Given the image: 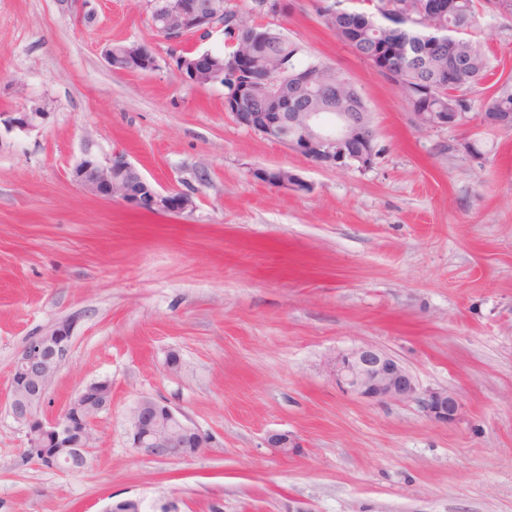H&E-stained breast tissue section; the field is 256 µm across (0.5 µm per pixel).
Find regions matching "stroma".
I'll use <instances>...</instances> for the list:
<instances>
[{
  "mask_svg": "<svg viewBox=\"0 0 512 512\" xmlns=\"http://www.w3.org/2000/svg\"><path fill=\"white\" fill-rule=\"evenodd\" d=\"M479 13L472 40L512 74V13ZM257 20L354 83L382 149L372 168L321 167L237 123L222 86L179 76L145 0H0V512H512V133L418 130L315 0ZM110 43L148 45L157 69L112 71ZM38 105L33 126L13 124ZM465 138L480 159L455 152ZM115 152L193 209H134L75 181L85 154ZM278 168L305 190L255 176ZM64 321L69 357L40 414L112 383L77 471L25 459L8 406L13 361ZM361 346L455 391L459 419L337 386L329 360ZM144 396L208 446L140 457L129 414ZM279 432L300 452L270 448Z\"/></svg>",
  "mask_w": 512,
  "mask_h": 512,
  "instance_id": "1",
  "label": "stroma"
}]
</instances>
